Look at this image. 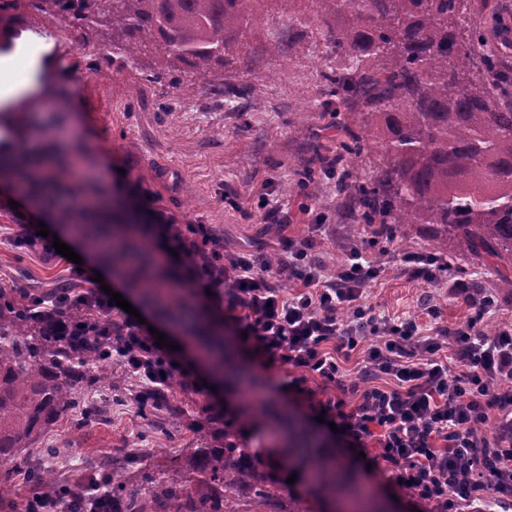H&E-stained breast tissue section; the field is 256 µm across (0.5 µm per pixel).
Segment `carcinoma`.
<instances>
[{
	"label": "carcinoma",
	"mask_w": 512,
	"mask_h": 512,
	"mask_svg": "<svg viewBox=\"0 0 512 512\" xmlns=\"http://www.w3.org/2000/svg\"><path fill=\"white\" fill-rule=\"evenodd\" d=\"M21 1L43 14L69 7L82 25L112 28L119 59L135 63L152 47L172 68H206L214 95L245 96L207 67L227 61L243 26L256 18L257 0H0V19L17 18ZM308 2L335 56L324 74L325 93L363 127L341 149L358 157L375 146L387 156L366 179L339 185L355 200L360 222H380L391 234L407 224H437L441 250L451 237L464 254L512 257V97L503 89L508 76L501 61L479 53L464 27L467 0ZM6 172L39 195L50 179L37 157L24 152L7 161L0 156V175ZM133 253L147 264L139 248L112 243L123 266ZM61 308L63 320L49 305L0 287V463L14 464L0 482L23 472L28 499L53 494L69 512H278L276 475L258 471L256 455L228 441L219 426L198 429L194 447L176 451L175 467L187 480L125 453L101 468L85 501L72 502L70 486L23 451L79 408L86 390L119 391L125 375L112 371L101 352L112 323L73 295ZM212 369L226 376V386L253 381L221 357ZM178 384L172 379L163 391H142V410L164 407L177 417L168 391ZM282 458L301 465L320 491L340 498L351 492L319 451L299 454L288 443ZM241 487L250 491L247 501L228 498Z\"/></svg>",
	"instance_id": "cac0c4a2"
}]
</instances>
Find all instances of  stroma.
Listing matches in <instances>:
<instances>
[{
  "mask_svg": "<svg viewBox=\"0 0 512 512\" xmlns=\"http://www.w3.org/2000/svg\"><path fill=\"white\" fill-rule=\"evenodd\" d=\"M260 19L246 29L224 67L226 84L244 88L243 108L226 105L202 79L149 81L153 59L123 63L112 57V32L89 29L79 48L57 67L44 52L37 107L27 117L24 146L37 154L52 148L63 162L78 161L86 173L76 215L88 201L109 196L143 228L150 253L159 246L152 214L164 212L175 224L209 225L217 249L232 254L249 251L280 256L288 244L306 243L327 269L346 260L351 246L369 259L387 263L377 283L365 288L362 303L392 319L413 318L422 328L456 327L470 308L448 293L447 285L432 287L400 270L401 248L435 249V228L412 224L405 241L382 234L381 224H357L338 190L347 165L339 160L340 145L360 134L346 108L326 104L322 75L333 54L315 22L307 0H262ZM475 39L485 51L512 64V41L503 36L504 20L512 21V0H471L468 11ZM291 40H283L284 25ZM16 191L0 189V286L28 295L50 294L55 285L72 284L70 266L44 261L16 248L18 219L35 224L44 217L36 208L12 207ZM452 272L475 287L494 292L498 310L484 319L487 331L512 317V263L482 267L480 259L449 247ZM252 375L274 386L268 415L249 410L242 392L226 387L198 393L174 389L172 404L184 413L167 429L177 448L189 443L194 425L208 416L229 420L240 443L256 453L259 470L278 468L281 420L307 428L316 440L330 444L367 490L359 512H435L432 503L395 485L388 473L367 469L346 440L334 436L312 415L308 392L289 388L286 369L247 356ZM99 412L88 418L72 413L40 438L43 448L57 449L45 466L58 480L97 469L112 454L123 452L129 439L150 431L152 420L133 402L117 404L112 392L93 393Z\"/></svg>",
  "mask_w": 512,
  "mask_h": 512,
  "instance_id": "35a3bbf8",
  "label": "stroma"
}]
</instances>
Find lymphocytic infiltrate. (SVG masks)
I'll list each match as a JSON object with an SVG mask.
<instances>
[{"label":"lymphocytic infiltrate","mask_w":512,"mask_h":512,"mask_svg":"<svg viewBox=\"0 0 512 512\" xmlns=\"http://www.w3.org/2000/svg\"><path fill=\"white\" fill-rule=\"evenodd\" d=\"M154 232L184 259L197 294L209 296L270 363L292 369V385L317 379L336 387L337 396L313 402V410L396 484L437 512H480L488 498L504 512L512 507V327L485 331L496 308L492 292L476 297L471 283L452 281L451 295L474 299L475 311L458 328L426 335L416 320L382 317L362 303L364 288L385 272L362 249L330 272L302 246H289L272 265L224 254L205 224L161 218ZM78 278L94 311L111 314L107 343L136 390L181 375L169 348L111 304L91 270ZM357 350L363 357L349 383L342 361ZM490 420L495 427L484 432Z\"/></svg>","instance_id":"lymphocytic-infiltrate-1"}]
</instances>
